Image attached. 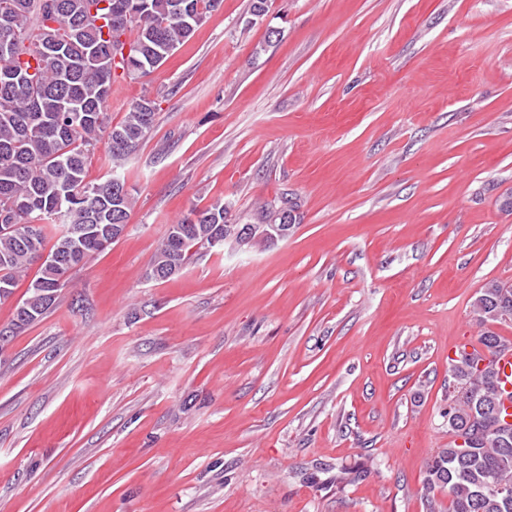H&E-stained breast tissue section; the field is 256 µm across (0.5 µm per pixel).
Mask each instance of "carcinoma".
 I'll use <instances>...</instances> for the list:
<instances>
[{
	"label": "carcinoma",
	"mask_w": 512,
	"mask_h": 512,
	"mask_svg": "<svg viewBox=\"0 0 512 512\" xmlns=\"http://www.w3.org/2000/svg\"><path fill=\"white\" fill-rule=\"evenodd\" d=\"M222 0H0V299L14 293L28 269L39 276L8 323L17 336L40 321L69 286L44 256L64 254L66 272L103 252L98 238L127 224L133 197L114 192L112 178L85 182L91 152L101 141L112 161L129 159L155 123L156 102L143 97L124 120L108 126L117 70L125 77L154 73L188 41ZM137 28L128 57L116 60L113 39ZM224 203L192 209L169 226L151 267L182 268L193 245L217 228L234 238L241 224L225 221ZM473 312L484 327L482 354L457 349L448 411L452 441L427 463L424 489L448 494V512H512V415L495 356L508 340L492 325L512 319V287L480 288Z\"/></svg>",
	"instance_id": "cac0c4a2"
}]
</instances>
